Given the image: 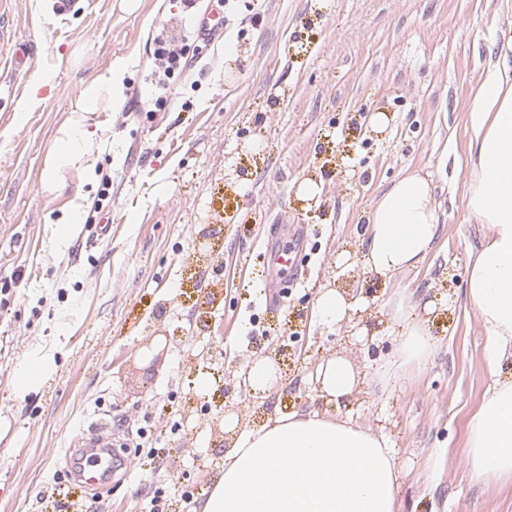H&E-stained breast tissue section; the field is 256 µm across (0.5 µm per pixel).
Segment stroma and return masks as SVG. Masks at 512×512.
Masks as SVG:
<instances>
[{
	"mask_svg": "<svg viewBox=\"0 0 512 512\" xmlns=\"http://www.w3.org/2000/svg\"><path fill=\"white\" fill-rule=\"evenodd\" d=\"M47 5L0 0V31L33 50L28 74L0 69V512H149L158 488L167 512H196L229 410L244 430L325 411L386 435L400 512H512V483L465 463L467 423L512 360L491 375L464 293L483 235L464 209L466 117L512 12L499 0H234L225 38L190 47L168 79L154 38L182 0H94L63 21ZM112 68L120 98L77 111ZM44 76L42 104L21 111ZM374 112L384 129L367 127ZM75 124L80 155L46 178ZM410 173L431 183L438 236L418 268L380 277L361 263L367 218ZM103 215L111 237L86 248L87 221ZM278 224L303 229L302 278L269 306ZM328 288L361 299L352 325L314 318ZM395 292L435 352L383 388L373 370L400 334L380 325ZM335 354L355 355L359 382L329 405L311 376ZM258 358L280 372L267 392L241 384ZM27 364L42 375L20 393ZM94 421L131 466L88 486L70 441Z\"/></svg>",
	"mask_w": 512,
	"mask_h": 512,
	"instance_id": "35a3bbf8",
	"label": "stroma"
}]
</instances>
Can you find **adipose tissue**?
I'll use <instances>...</instances> for the list:
<instances>
[{
	"label": "adipose tissue",
	"mask_w": 512,
	"mask_h": 512,
	"mask_svg": "<svg viewBox=\"0 0 512 512\" xmlns=\"http://www.w3.org/2000/svg\"><path fill=\"white\" fill-rule=\"evenodd\" d=\"M467 216L483 228L466 293L486 334L490 370L512 359V38L482 75L467 114ZM438 234L428 181L408 174L377 200L365 265L389 276L418 267ZM433 343L408 323L377 380L422 366ZM322 397L340 401L357 384L349 358L323 360L314 374ZM473 475L512 482V380L496 382L467 426ZM199 512H398V468L384 435L331 415L293 414L240 432Z\"/></svg>",
	"instance_id": "ef3b65f1"
}]
</instances>
